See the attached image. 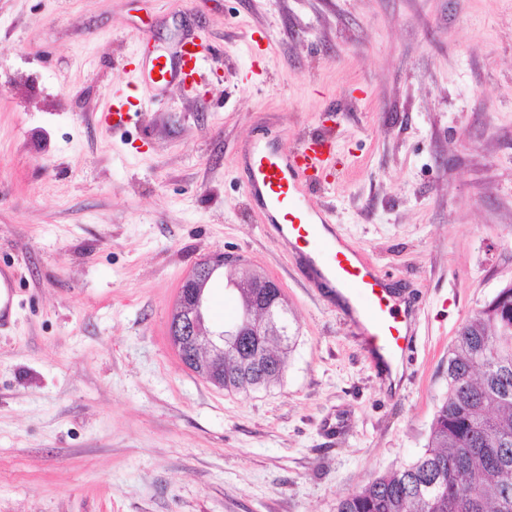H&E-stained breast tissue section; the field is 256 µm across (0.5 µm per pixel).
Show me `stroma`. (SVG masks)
<instances>
[{
    "mask_svg": "<svg viewBox=\"0 0 512 512\" xmlns=\"http://www.w3.org/2000/svg\"><path fill=\"white\" fill-rule=\"evenodd\" d=\"M186 40L193 89L127 71ZM270 128L331 137L310 201L417 309L396 389L250 209L238 158ZM218 251L284 291L268 387L170 344ZM0 264V512H336L424 452L461 326L512 282V0H0ZM15 280L10 267L0 266V328L7 326L14 307Z\"/></svg>",
    "mask_w": 512,
    "mask_h": 512,
    "instance_id": "stroma-1",
    "label": "stroma"
}]
</instances>
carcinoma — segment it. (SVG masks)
Wrapping results in <instances>:
<instances>
[{
    "instance_id": "obj_1",
    "label": "carcinoma",
    "mask_w": 512,
    "mask_h": 512,
    "mask_svg": "<svg viewBox=\"0 0 512 512\" xmlns=\"http://www.w3.org/2000/svg\"><path fill=\"white\" fill-rule=\"evenodd\" d=\"M258 381L232 356L224 388L279 379L293 341ZM336 512H512V284L499 289L461 328L448 358V396L438 406L426 450L341 499Z\"/></svg>"
}]
</instances>
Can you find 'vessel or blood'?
I'll return each instance as SVG.
<instances>
[{
    "instance_id": "vessel-or-blood-1",
    "label": "vessel or blood",
    "mask_w": 512,
    "mask_h": 512,
    "mask_svg": "<svg viewBox=\"0 0 512 512\" xmlns=\"http://www.w3.org/2000/svg\"><path fill=\"white\" fill-rule=\"evenodd\" d=\"M202 60L196 44H183L178 52L181 80L194 79ZM332 156L331 143L323 139L285 154L257 148L245 153L240 164L263 224L287 243L290 258L314 280L340 289L347 317L369 342L375 363L388 371L414 346L410 317L375 264L360 249L336 241L331 211L308 204L309 195L321 188L319 176ZM14 294L13 271L1 265L0 328L11 321Z\"/></svg>"
}]
</instances>
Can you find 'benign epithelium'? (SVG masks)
I'll use <instances>...</instances> for the list:
<instances>
[{"label": "benign epithelium", "mask_w": 512, "mask_h": 512, "mask_svg": "<svg viewBox=\"0 0 512 512\" xmlns=\"http://www.w3.org/2000/svg\"><path fill=\"white\" fill-rule=\"evenodd\" d=\"M239 261V257L226 252L199 261L181 283L168 326V335L182 363L219 388L224 387L225 352L236 353L245 365L261 373L269 359L254 337L283 331L277 308L254 294L234 325L217 331L205 326L209 282L218 270L233 267Z\"/></svg>", "instance_id": "1"}]
</instances>
